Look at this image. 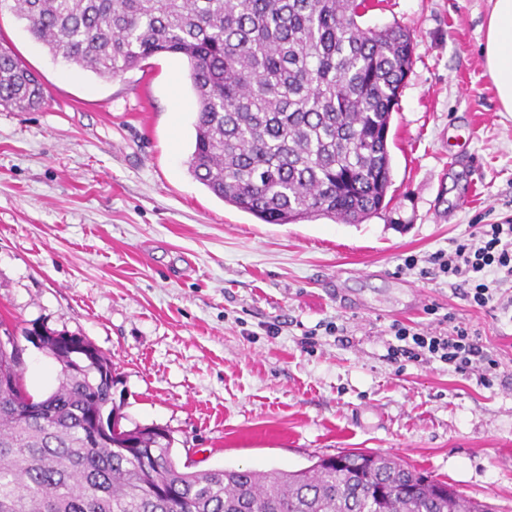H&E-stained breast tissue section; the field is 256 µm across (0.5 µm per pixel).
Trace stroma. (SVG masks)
Listing matches in <instances>:
<instances>
[{"label":"stroma","instance_id":"1","mask_svg":"<svg viewBox=\"0 0 512 512\" xmlns=\"http://www.w3.org/2000/svg\"><path fill=\"white\" fill-rule=\"evenodd\" d=\"M490 9L377 0L361 26L401 25L415 47L390 124L392 200L360 224H267L189 175L182 55L100 77L0 6V38L46 89L38 111L0 108V318L110 356L122 429L169 430L192 470L366 449L512 512V320L419 272L475 225L512 221V112L481 54ZM460 320L500 362L489 383L390 358L392 324ZM23 359L28 393L50 394L55 359L32 345Z\"/></svg>","mask_w":512,"mask_h":512}]
</instances>
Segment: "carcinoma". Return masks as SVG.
<instances>
[{
    "label": "carcinoma",
    "mask_w": 512,
    "mask_h": 512,
    "mask_svg": "<svg viewBox=\"0 0 512 512\" xmlns=\"http://www.w3.org/2000/svg\"><path fill=\"white\" fill-rule=\"evenodd\" d=\"M50 53L101 77L184 56L197 103L188 172L266 224H360L392 184V112L413 61L398 24L363 29L369 0H13ZM45 100L0 44V105ZM40 336L60 365L45 399L20 400L18 349H0V512H496L389 454L348 451L299 470L187 471L161 427L112 433V363L85 337Z\"/></svg>",
    "instance_id": "carcinoma-1"
}]
</instances>
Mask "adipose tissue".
<instances>
[{
    "label": "adipose tissue",
    "mask_w": 512,
    "mask_h": 512,
    "mask_svg": "<svg viewBox=\"0 0 512 512\" xmlns=\"http://www.w3.org/2000/svg\"><path fill=\"white\" fill-rule=\"evenodd\" d=\"M482 54L503 110L512 112V0H493Z\"/></svg>",
    "instance_id": "ef3b65f1"
}]
</instances>
